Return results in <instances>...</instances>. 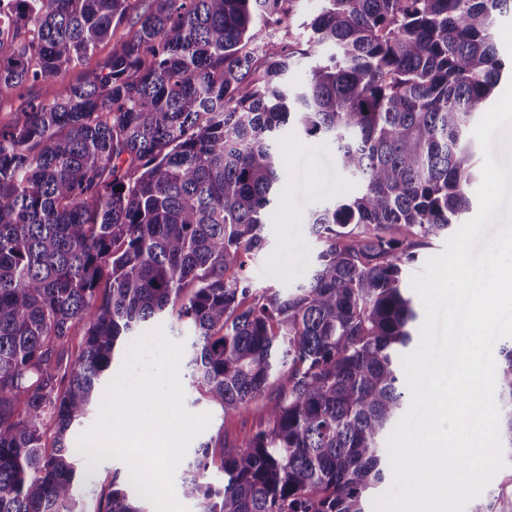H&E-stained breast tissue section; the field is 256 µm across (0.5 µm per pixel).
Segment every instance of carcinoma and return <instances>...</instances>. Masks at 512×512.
Here are the masks:
<instances>
[{
	"label": "carcinoma",
	"mask_w": 512,
	"mask_h": 512,
	"mask_svg": "<svg viewBox=\"0 0 512 512\" xmlns=\"http://www.w3.org/2000/svg\"><path fill=\"white\" fill-rule=\"evenodd\" d=\"M155 2L92 77L0 127V512H85L96 465L72 429L124 338L170 306L196 331L192 385L225 414L262 409L245 447L220 431L178 465L199 512H369L408 401L404 270L469 210L512 0H321L304 39L263 43L301 0ZM133 6L0 0V98L59 77ZM287 125L359 191L309 213L305 282L260 291ZM495 400L512 448V342ZM147 503L115 471L95 512Z\"/></svg>",
	"instance_id": "carcinoma-1"
}]
</instances>
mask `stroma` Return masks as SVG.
Segmentation results:
<instances>
[{
	"label": "stroma",
	"mask_w": 512,
	"mask_h": 512,
	"mask_svg": "<svg viewBox=\"0 0 512 512\" xmlns=\"http://www.w3.org/2000/svg\"><path fill=\"white\" fill-rule=\"evenodd\" d=\"M135 32L131 22H124L114 38L129 37ZM114 38L98 43L80 62L70 66L60 78L25 86L17 94L0 99V127L13 124L17 112L30 101L50 102L61 84L84 81L97 72L112 55ZM280 149L290 174L277 192V201L268 209L264 229L267 246L253 261L251 275L262 286L291 288L302 283L311 270L319 245L310 237L307 218L312 209L325 199H344L355 194L354 182L341 174L333 155L326 149L299 139L293 130H285ZM185 407L193 414L210 413L209 426L199 435L207 440L223 434L230 445H242L257 424L260 413L220 415L210 410L197 390L186 389Z\"/></svg>",
	"instance_id": "obj_1"
}]
</instances>
